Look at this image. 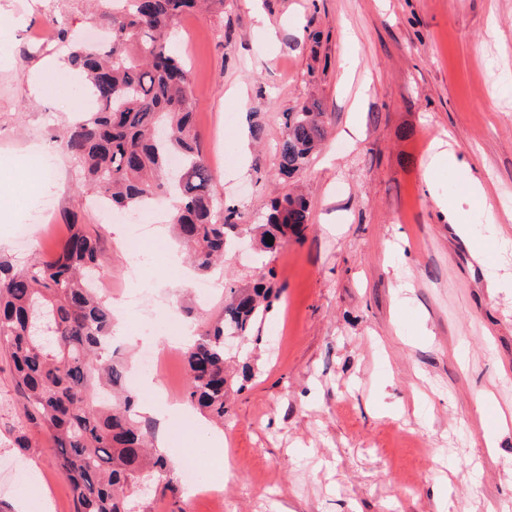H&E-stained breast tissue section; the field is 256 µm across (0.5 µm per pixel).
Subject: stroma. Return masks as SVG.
<instances>
[{
    "label": "stroma",
    "instance_id": "35a3bbf8",
    "mask_svg": "<svg viewBox=\"0 0 512 512\" xmlns=\"http://www.w3.org/2000/svg\"><path fill=\"white\" fill-rule=\"evenodd\" d=\"M0 256L54 254L70 223L89 225L102 255L121 360L164 352L154 380L182 399L188 367L144 323L186 316L195 331L224 317L225 281L273 274L281 285L259 330L229 353L252 376L233 393L223 423L227 461L206 436L182 430L166 457L201 454L224 495V512H512V288H496L483 265L433 205L423 181L430 142L449 132L488 186L512 236V0H224L186 16L174 47L191 70L195 127L212 186L244 223L271 199L300 188L310 203L303 239L260 256L249 238L214 269L216 290L199 295L186 262L145 263L126 225L90 208L83 177L58 137L89 111L77 71L60 48L33 41L66 27L83 42L101 30L88 0H0ZM58 57L65 84L40 89V64ZM319 100L329 135L308 170L277 175L283 114ZM264 128L261 143L251 123ZM50 148L56 174L27 173L18 160ZM52 197L47 223L28 213ZM29 224L30 241L14 235ZM150 284L130 307L128 289ZM500 436L496 451L488 438ZM30 438L28 448L18 447ZM153 490L145 512H210L187 492ZM74 512L69 482L47 432L27 418L9 354L0 348V512Z\"/></svg>",
    "mask_w": 512,
    "mask_h": 512
}]
</instances>
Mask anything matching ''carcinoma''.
<instances>
[{"label": "carcinoma", "mask_w": 512, "mask_h": 512, "mask_svg": "<svg viewBox=\"0 0 512 512\" xmlns=\"http://www.w3.org/2000/svg\"><path fill=\"white\" fill-rule=\"evenodd\" d=\"M205 3L224 8V0H103L107 47L74 43L69 52L93 109L60 139L88 192L111 209L135 211L161 193L175 202V234L201 274L224 256L235 231L256 234L261 249L272 252L290 236L302 238L309 224L302 193L275 198L263 223L243 228L238 208L212 189L193 123L190 69L170 43L178 23ZM326 133V113L316 101L284 113L279 174L287 180L303 174ZM173 155L182 167L170 179ZM101 266L85 224L70 225L48 259L0 258V345L26 414L50 436L75 512H132L133 491L145 479L175 488L164 455L150 451L151 426L138 419L137 395L125 389L126 371L112 356L113 314L99 288ZM280 292L264 277L225 286L223 322L186 354L185 399L206 418L222 421L228 412L224 337L249 336Z\"/></svg>", "instance_id": "obj_1"}]
</instances>
